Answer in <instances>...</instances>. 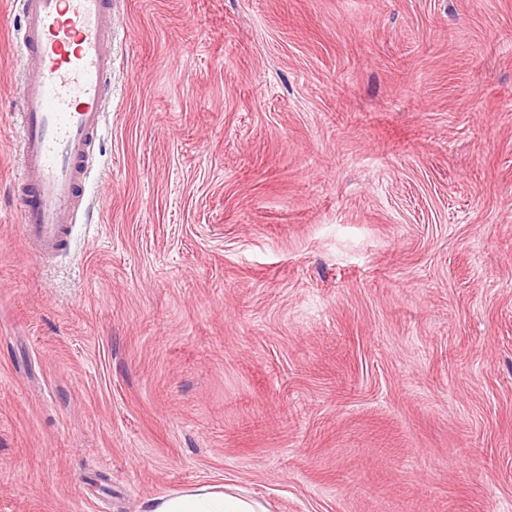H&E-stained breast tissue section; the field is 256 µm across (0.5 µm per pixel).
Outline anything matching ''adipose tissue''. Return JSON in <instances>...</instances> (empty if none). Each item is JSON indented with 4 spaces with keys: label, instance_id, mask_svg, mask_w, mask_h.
Returning a JSON list of instances; mask_svg holds the SVG:
<instances>
[{
    "label": "adipose tissue",
    "instance_id": "ef3b65f1",
    "mask_svg": "<svg viewBox=\"0 0 512 512\" xmlns=\"http://www.w3.org/2000/svg\"><path fill=\"white\" fill-rule=\"evenodd\" d=\"M149 512H266V509L259 501L235 493L229 487L209 485L155 498Z\"/></svg>",
    "mask_w": 512,
    "mask_h": 512
}]
</instances>
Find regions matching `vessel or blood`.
<instances>
[{
	"mask_svg": "<svg viewBox=\"0 0 512 512\" xmlns=\"http://www.w3.org/2000/svg\"><path fill=\"white\" fill-rule=\"evenodd\" d=\"M13 41L29 78L19 112L20 229L37 256L68 241L112 96V0H20Z\"/></svg>",
	"mask_w": 512,
	"mask_h": 512,
	"instance_id": "vessel-or-blood-1",
	"label": "vessel or blood"
}]
</instances>
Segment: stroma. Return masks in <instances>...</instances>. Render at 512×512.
Masks as SVG:
<instances>
[{"label": "stroma", "mask_w": 512, "mask_h": 512, "mask_svg": "<svg viewBox=\"0 0 512 512\" xmlns=\"http://www.w3.org/2000/svg\"><path fill=\"white\" fill-rule=\"evenodd\" d=\"M52 261L0 0V512H512V0H113ZM151 502L148 512H267L259 501L222 485L164 495Z\"/></svg>", "instance_id": "stroma-1"}]
</instances>
